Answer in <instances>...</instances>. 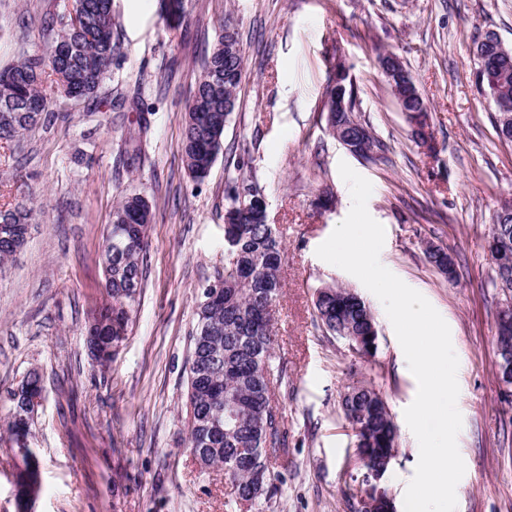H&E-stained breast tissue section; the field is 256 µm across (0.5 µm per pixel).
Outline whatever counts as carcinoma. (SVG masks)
<instances>
[{"mask_svg":"<svg viewBox=\"0 0 512 512\" xmlns=\"http://www.w3.org/2000/svg\"><path fill=\"white\" fill-rule=\"evenodd\" d=\"M75 20L61 31L50 33V49L25 55L17 63L0 68V141L14 142L25 132L47 119L51 99H70L81 89L82 99L98 92L112 67L116 42L112 37L111 0H74ZM486 75L478 82L479 91L491 97L497 116L512 115V101H499L500 89L512 91V57L505 59L488 51L478 62ZM243 71V55L238 33L228 24L205 58L200 75L185 106L183 162L187 170L212 168L216 152L212 144L222 140L230 113L235 109L240 80L232 78ZM401 105L417 110L425 104L412 78L398 84ZM344 99L348 110L326 112V129L339 143L347 133L359 129L364 137L348 142V150L374 162L384 157L385 143L371 133L369 125L357 116L358 87L354 80L326 86L324 98ZM239 174L226 188L225 211L241 212V222L224 228L228 256L217 278L224 283V294L215 301L202 297L196 310L197 322L190 335L186 414L188 447L200 453L203 467L224 468L230 482L232 505L248 502L257 512H267L279 493L280 472L271 461L270 451L285 447V416L273 402L274 384H283L287 368L275 358V338L269 306L276 301L281 284L284 247L266 224V202L252 180L251 171L238 166ZM245 185L256 190L259 199L241 201L238 189ZM32 207L19 203L0 209V225L11 224L10 235L0 231V263L26 244V226ZM152 205L138 192L125 194L112 212L106 236L103 270L108 301L91 321L100 327H86L85 343L92 364L106 367L118 355L128 335L134 304L143 285L144 259ZM489 237L496 242L490 251L495 286L502 287L504 270H512V210L499 208L492 217ZM425 256L441 275L456 279L454 260L448 252L431 243ZM316 321L322 332L345 341L352 356L377 353L379 336L370 307L353 290L324 286L316 291ZM497 357L512 354V300L496 315ZM5 413L0 427L14 441L23 431H31L34 419L24 393L10 389L4 399ZM341 406L353 431V445L369 448L366 471L377 465L392 466L397 455V428L386 401L372 386L357 381L346 387ZM17 476L27 477V489L41 488L38 459L29 447L18 449Z\"/></svg>","mask_w":512,"mask_h":512,"instance_id":"obj_1","label":"carcinoma"}]
</instances>
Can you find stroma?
Listing matches in <instances>:
<instances>
[{"label": "stroma", "instance_id": "1", "mask_svg": "<svg viewBox=\"0 0 512 512\" xmlns=\"http://www.w3.org/2000/svg\"><path fill=\"white\" fill-rule=\"evenodd\" d=\"M161 0H112L117 51L97 99L53 104L20 145L0 144V207L33 199L26 246L0 265V395L30 372L44 399L29 446L42 491L33 512H232L220 468L203 469L186 444L189 335L203 286L224 267V188L240 155L283 240L275 349L288 383L274 401L287 418L288 453L273 512H352L362 471L340 396L354 380L386 400L398 452L381 484L403 502L419 459L404 410L417 381L379 299L356 277L315 254L352 200L338 164L373 190L370 215L385 229L381 263L420 292L450 327L459 359L457 438L466 472L457 512H512V404L496 376L487 234L512 199V144L474 83L473 44L487 30L512 47V0H184L187 26L172 29ZM71 0H0V67L68 18ZM232 18L245 78L208 176L182 163L186 101L202 63ZM340 52L358 87L359 111L389 150L364 161L325 130L324 58ZM398 55L430 115L432 149L411 127L384 81L378 57ZM141 90L151 115L145 153L129 162L124 141L140 112L113 108ZM136 191L152 204L146 277L116 360L92 366L82 331L105 297L101 252L112 208ZM434 243L456 262L447 282L426 261ZM325 285L355 289L378 325L368 361L324 335L313 308Z\"/></svg>", "mask_w": 512, "mask_h": 512}]
</instances>
